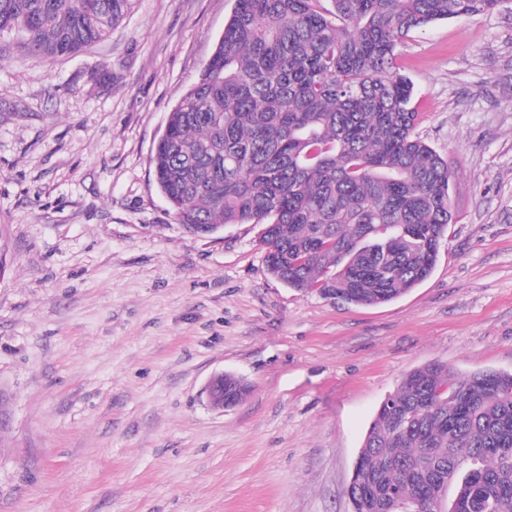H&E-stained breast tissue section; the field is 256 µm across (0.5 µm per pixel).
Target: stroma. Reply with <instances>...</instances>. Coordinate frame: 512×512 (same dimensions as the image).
Masks as SVG:
<instances>
[{"label": "stroma", "instance_id": "35a3bbf8", "mask_svg": "<svg viewBox=\"0 0 512 512\" xmlns=\"http://www.w3.org/2000/svg\"><path fill=\"white\" fill-rule=\"evenodd\" d=\"M234 6L130 0L77 55L0 56V512H348L403 374L512 372V10L399 44L457 222L426 281L354 306L268 274L261 226L185 231L156 185ZM222 371L250 391L219 411ZM224 381L227 384L226 393L234 404L238 403L249 391L248 383L240 377L227 372H218L210 377L205 387L209 405L218 410H224Z\"/></svg>", "mask_w": 512, "mask_h": 512}]
</instances>
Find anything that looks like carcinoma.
Segmentation results:
<instances>
[{
    "mask_svg": "<svg viewBox=\"0 0 512 512\" xmlns=\"http://www.w3.org/2000/svg\"><path fill=\"white\" fill-rule=\"evenodd\" d=\"M130 0H0V52L40 62L104 40ZM236 0L199 78L167 116L155 181L185 230L262 225L268 273L375 306L432 273L456 222L454 172L415 133L396 49L414 30L509 0ZM226 393L249 391L224 373ZM351 512H512V373H405L360 448Z\"/></svg>",
    "mask_w": 512,
    "mask_h": 512,
    "instance_id": "obj_1",
    "label": "carcinoma"
}]
</instances>
